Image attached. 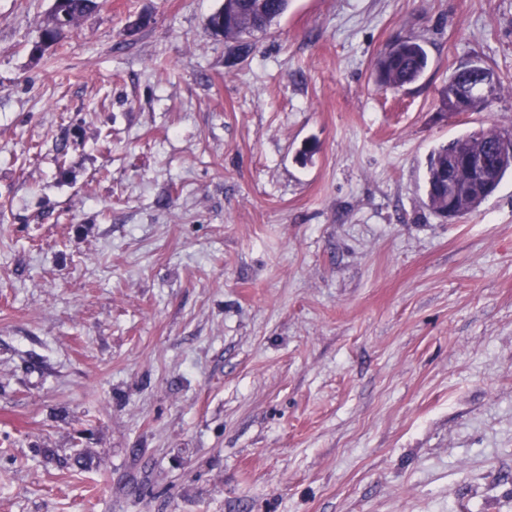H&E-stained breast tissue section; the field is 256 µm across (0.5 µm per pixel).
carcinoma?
Returning a JSON list of instances; mask_svg holds the SVG:
<instances>
[{"label": "carcinoma", "instance_id": "1", "mask_svg": "<svg viewBox=\"0 0 512 512\" xmlns=\"http://www.w3.org/2000/svg\"><path fill=\"white\" fill-rule=\"evenodd\" d=\"M98 6L97 0H63L66 12V27L72 29L78 20ZM289 0H224V5L207 20L209 34L237 39L258 30H267L287 11ZM428 65V54L424 45L415 38H403L393 42L375 62L378 81L387 87L400 89L416 82ZM470 63L459 66L445 86L440 97V110L448 111V100L458 93V86L466 83ZM504 133L499 129H488L479 135L469 133L449 141L434 150L427 165L426 186L428 206L437 214L448 210V185L443 169L452 155H466L483 149ZM496 184L487 187L484 197L476 200L466 196L463 188L456 192L457 215L476 211L489 196Z\"/></svg>", "mask_w": 512, "mask_h": 512}]
</instances>
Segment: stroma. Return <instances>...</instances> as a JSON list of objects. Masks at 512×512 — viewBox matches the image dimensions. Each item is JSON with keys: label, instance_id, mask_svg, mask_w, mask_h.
I'll list each match as a JSON object with an SVG mask.
<instances>
[{"label": "stroma", "instance_id": "1", "mask_svg": "<svg viewBox=\"0 0 512 512\" xmlns=\"http://www.w3.org/2000/svg\"><path fill=\"white\" fill-rule=\"evenodd\" d=\"M223 3L35 59L52 0H0V512H512V172L425 189L512 127V0H290L245 56ZM476 58L499 98L440 111ZM428 65L424 45L415 38L393 42L375 62L378 81L387 87L400 89L416 82ZM496 129L476 132L460 136L441 145L434 150L427 165L426 186L429 207L437 214L445 217L448 210V186L454 187L462 176L468 177L469 183L476 187L480 184H488L496 178V170L490 159L484 154L470 157L462 165L454 164L449 170L448 185L443 176V169L451 155H466L483 149L487 142L503 137L504 133L496 126ZM510 143L512 146V135L509 137L505 136L503 140H501L497 146L496 150L506 152L510 151L512 153V149L510 147ZM507 152L504 157H497L495 159V162L498 163V180L496 183H493L487 187L485 190V193L482 198L476 200V199H469L466 196L465 190L460 187L458 188L456 192V202H455V208L457 210V215L463 216L465 214L471 213L476 211L482 203L486 200V198L494 191L499 181L502 180L505 173L512 169V154Z\"/></svg>", "mask_w": 512, "mask_h": 512}]
</instances>
